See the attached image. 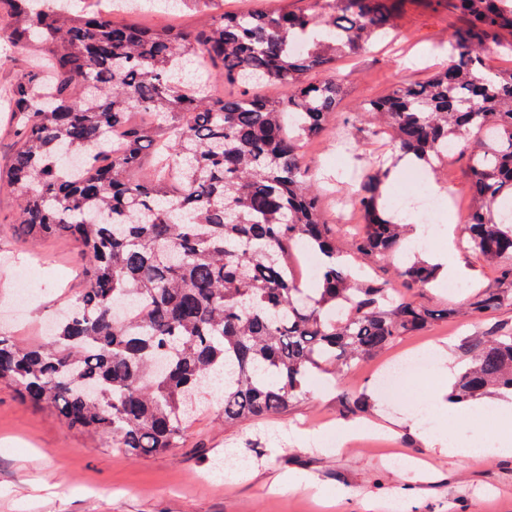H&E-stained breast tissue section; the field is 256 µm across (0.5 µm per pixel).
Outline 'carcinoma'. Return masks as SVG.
<instances>
[{
	"instance_id": "1",
	"label": "carcinoma",
	"mask_w": 512,
	"mask_h": 512,
	"mask_svg": "<svg viewBox=\"0 0 512 512\" xmlns=\"http://www.w3.org/2000/svg\"><path fill=\"white\" fill-rule=\"evenodd\" d=\"M400 6L307 0L152 31L114 20L137 8L131 0L106 11L0 0L3 42L29 57L5 88L17 148L0 187L18 194L27 236L79 241L87 279L52 323L50 345L0 332V382L134 457L178 447L194 418L189 399L212 388L226 424L287 411L312 374L340 378L459 316L416 303L412 290L438 282L441 269L399 262L404 225L382 201L388 160L413 157L434 172L448 142L468 153L467 248L497 278L465 314L485 321L511 306L512 68L491 67L485 48L512 57V0H448L468 16L448 40V62L425 84L363 104L376 115L370 135L386 134L392 150L353 194L363 224L342 247V230L321 221L304 142L336 112V61L388 38ZM199 68L243 91L224 96L193 78ZM297 245L321 256L315 288L289 274ZM353 259L399 263L400 285L368 280ZM459 350L468 364L450 399L512 395V332L466 336ZM342 407L359 416L368 400L344 397Z\"/></svg>"
}]
</instances>
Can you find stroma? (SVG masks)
<instances>
[{"label":"stroma","mask_w":512,"mask_h":512,"mask_svg":"<svg viewBox=\"0 0 512 512\" xmlns=\"http://www.w3.org/2000/svg\"><path fill=\"white\" fill-rule=\"evenodd\" d=\"M465 24L462 14L433 0H408L392 38L340 61L344 84L336 114L324 136L306 149L309 165L326 182L328 193L321 202L325 223H337L358 186L357 176L384 152L383 142L366 135L372 117L360 110V101L431 78L447 58L451 34ZM466 164L465 157L454 156L421 185L409 166L393 179V193L412 197L422 187L436 186L453 200L437 214L429 247L447 252L456 274L415 294L417 303L432 309L463 305L471 292L495 282L485 260L461 246L471 204ZM17 206L16 195L0 189V327L23 342L44 345L46 321L83 288L80 245L68 236L30 242L16 222ZM21 283L31 302L16 319L8 315L7 304ZM486 328L483 322L440 320L401 337L393 348L412 352L430 347L460 367L466 362L460 338ZM384 360L381 354L366 360L337 387L314 375L288 412L262 421L225 424L221 400L210 398L178 447L139 458L111 439L69 428L55 410L24 401L14 385L2 383L0 512H376L400 493L407 498L408 512H512V455L472 466L438 458L404 426L414 401L428 399L440 382L437 365L415 381H401L397 393L388 394L373 375ZM360 394L372 404L364 422L393 436V446L357 441L337 451L304 441V434L322 424L343 423V397ZM228 448L252 460L241 482L224 484L211 477L214 462ZM395 457L424 460L429 467L401 477L391 463ZM288 474L296 478L297 489L276 493L275 480Z\"/></svg>","instance_id":"obj_1"}]
</instances>
